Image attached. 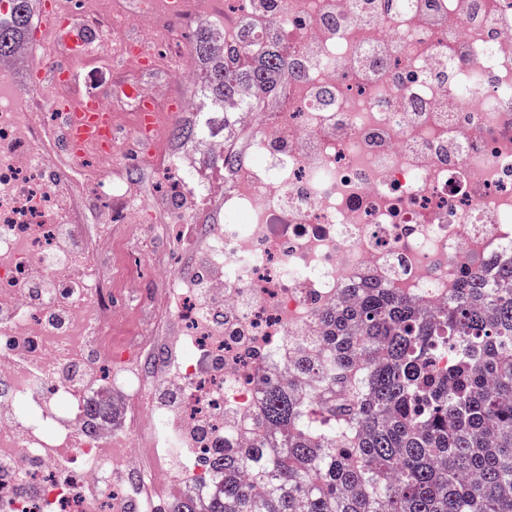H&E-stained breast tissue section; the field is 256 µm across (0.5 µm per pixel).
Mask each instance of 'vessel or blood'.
<instances>
[{"mask_svg":"<svg viewBox=\"0 0 512 512\" xmlns=\"http://www.w3.org/2000/svg\"><path fill=\"white\" fill-rule=\"evenodd\" d=\"M37 22L28 41V50L35 61L30 67L32 87L57 84L66 78L85 86L83 97L72 105L60 127L72 161L83 159L89 148L109 147L115 134L112 115L102 105L110 85L109 79L84 81L73 61L94 66L95 56L85 35L81 15L66 10L60 0H33Z\"/></svg>","mask_w":512,"mask_h":512,"instance_id":"b4317fda","label":"vessel or blood"}]
</instances>
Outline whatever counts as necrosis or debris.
Returning <instances> with one entry per match:
<instances>
[{"label":"necrosis or debris","mask_w":512,"mask_h":512,"mask_svg":"<svg viewBox=\"0 0 512 512\" xmlns=\"http://www.w3.org/2000/svg\"><path fill=\"white\" fill-rule=\"evenodd\" d=\"M89 29L146 18L151 65L126 57L103 104L137 115L131 78H185L171 45L209 20L224 51L288 44V81L260 111L237 113L252 160L216 188L198 158L224 161L214 135L168 153L171 220L193 264L153 279L177 327L164 374L121 353L112 270L96 262L80 205L93 198L112 241L142 227L123 180L71 179L49 143V103L0 68V512H158L152 488L201 489L215 447L259 432V385L289 364L323 361V316L353 288L446 304L465 274L512 265V0H116ZM126 401L144 427L118 435L91 410Z\"/></svg>","instance_id":"necrosis-or-debris-1"}]
</instances>
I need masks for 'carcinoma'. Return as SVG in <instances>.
<instances>
[{"label": "carcinoma", "mask_w": 512, "mask_h": 512, "mask_svg": "<svg viewBox=\"0 0 512 512\" xmlns=\"http://www.w3.org/2000/svg\"><path fill=\"white\" fill-rule=\"evenodd\" d=\"M34 20L31 0H6L0 57L24 50ZM188 43L215 104L288 79L282 46L261 59L244 46L228 61L208 22ZM229 122L213 111L204 128L172 134L188 142ZM325 320L330 361L296 369L326 374V388L311 397L266 381L259 424L271 437L216 448L209 486L184 490L170 512H512V266L465 277L433 316L361 288Z\"/></svg>", "instance_id": "1"}]
</instances>
